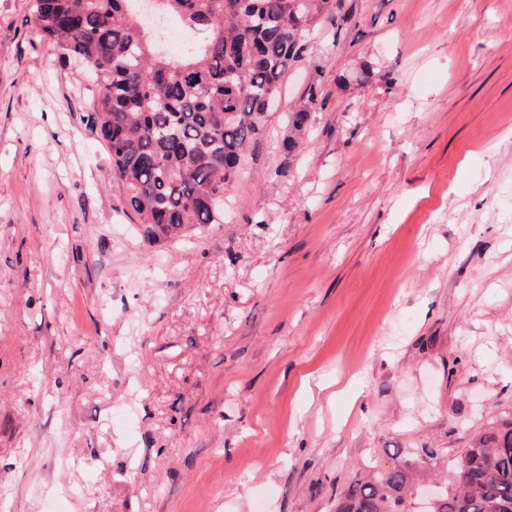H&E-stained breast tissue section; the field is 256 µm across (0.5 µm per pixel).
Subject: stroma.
I'll return each mask as SVG.
<instances>
[{
  "label": "stroma",
  "mask_w": 512,
  "mask_h": 512,
  "mask_svg": "<svg viewBox=\"0 0 512 512\" xmlns=\"http://www.w3.org/2000/svg\"><path fill=\"white\" fill-rule=\"evenodd\" d=\"M336 13L223 223L151 240L96 83L0 0V512H335L512 414V0ZM317 88L310 85L303 96L302 103L291 113V135L285 141L288 151L297 145L296 137L303 130L310 109L317 103Z\"/></svg>",
  "instance_id": "1"
}]
</instances>
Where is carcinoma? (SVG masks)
Instances as JSON below:
<instances>
[{
  "mask_svg": "<svg viewBox=\"0 0 512 512\" xmlns=\"http://www.w3.org/2000/svg\"><path fill=\"white\" fill-rule=\"evenodd\" d=\"M135 0H34L33 22L64 58L98 79L88 115L105 143L128 206L154 239L224 220V193L246 149L263 133L268 99L288 67L308 53L306 32L334 18L336 0H161V18L186 29L176 56ZM317 88L291 113L297 145ZM417 473L408 461L351 482L336 512H410ZM435 512H512V419L475 433L456 465L454 487Z\"/></svg>",
  "mask_w": 512,
  "mask_h": 512,
  "instance_id": "obj_1",
  "label": "carcinoma"
}]
</instances>
